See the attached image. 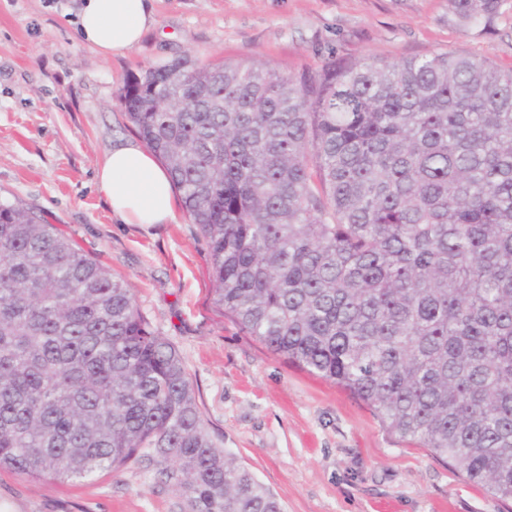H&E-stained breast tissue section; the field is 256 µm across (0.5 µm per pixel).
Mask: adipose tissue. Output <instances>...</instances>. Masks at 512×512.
I'll list each match as a JSON object with an SVG mask.
<instances>
[{
  "instance_id": "1",
  "label": "adipose tissue",
  "mask_w": 512,
  "mask_h": 512,
  "mask_svg": "<svg viewBox=\"0 0 512 512\" xmlns=\"http://www.w3.org/2000/svg\"><path fill=\"white\" fill-rule=\"evenodd\" d=\"M82 39L105 56L136 46L155 24L151 0H83ZM113 213L127 224H165L175 217L174 187L163 168L140 144L113 148L97 174Z\"/></svg>"
}]
</instances>
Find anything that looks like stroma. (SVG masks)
<instances>
[{
	"label": "stroma",
	"mask_w": 512,
	"mask_h": 512,
	"mask_svg": "<svg viewBox=\"0 0 512 512\" xmlns=\"http://www.w3.org/2000/svg\"><path fill=\"white\" fill-rule=\"evenodd\" d=\"M80 0H0V198L40 211L134 293L172 343L217 444L284 512H512L368 402L271 352L213 300L205 240L184 210L126 224L97 173L136 140L119 95L149 66L261 62L297 74L336 55L397 62L464 54L512 69V0L468 23L448 0H153L134 48L103 56L79 36ZM142 465L59 482L0 470V512H181Z\"/></svg>",
	"instance_id": "35a3bbf8"
}]
</instances>
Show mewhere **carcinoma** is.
Returning <instances> with one entry per match:
<instances>
[{
  "mask_svg": "<svg viewBox=\"0 0 512 512\" xmlns=\"http://www.w3.org/2000/svg\"><path fill=\"white\" fill-rule=\"evenodd\" d=\"M448 2L478 21L504 0ZM120 102L207 243L224 314L512 500V69L182 57ZM131 463L184 512H283L211 438L125 282L0 201V469L82 482Z\"/></svg>",
  "mask_w": 512,
  "mask_h": 512,
  "instance_id": "obj_1",
  "label": "carcinoma"
}]
</instances>
